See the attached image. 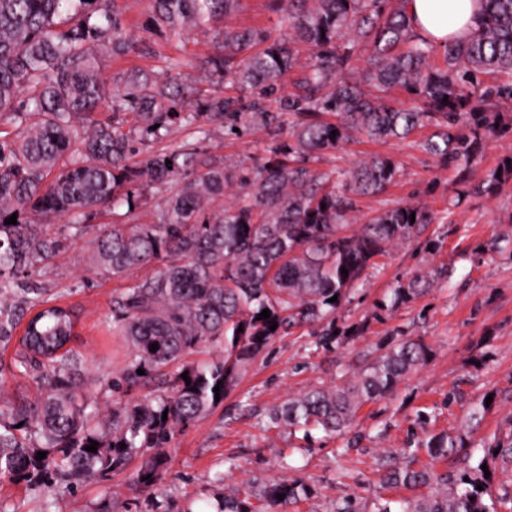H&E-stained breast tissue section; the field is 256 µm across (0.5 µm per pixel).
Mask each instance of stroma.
<instances>
[{
	"instance_id": "35a3bbf8",
	"label": "stroma",
	"mask_w": 512,
	"mask_h": 512,
	"mask_svg": "<svg viewBox=\"0 0 512 512\" xmlns=\"http://www.w3.org/2000/svg\"><path fill=\"white\" fill-rule=\"evenodd\" d=\"M116 6L137 48L125 57H102L110 88L121 87L130 70L161 74L173 61L183 75L198 74L213 52L212 35L190 33L173 40L148 30V0H117ZM430 133L424 127L410 139L387 143L358 137L324 161L347 170L374 153L391 156L401 165L397 183L379 196L359 199L361 213L399 200L419 201L439 218L411 244L380 259L377 270L354 290L336 316L346 334L333 348H316L309 326L275 336L223 403L175 434L152 490L133 480L141 463L136 455L124 468L88 477L74 488L52 480L34 487L0 479V512H45L49 506L54 512H216L222 495L282 476L312 488L309 498L288 512H334L349 497L357 499L361 512H375L386 501L396 510L415 492L385 484L393 466L407 463L438 474L464 466L456 456L430 457L421 446L428 435L463 434L468 463L477 464L484 443L512 427V182L493 197L466 192L455 171L418 149ZM271 144L259 127L237 139L219 128L206 146L228 164L251 167ZM54 230L68 237V247L38 282L77 314L70 348L78 378L105 422L113 404L149 398L159 389L152 383L113 392L112 381L123 374L132 352L126 338L112 330V295L127 281L92 273L83 239L72 238L65 220H55ZM441 265L452 268L449 281L391 308L392 288ZM402 334L425 338L431 348L426 364L402 379L393 395L364 406L350 431L329 436L269 427L271 407L359 370ZM488 394L490 407L471 421V412ZM282 460L288 470L279 468Z\"/></svg>"
}]
</instances>
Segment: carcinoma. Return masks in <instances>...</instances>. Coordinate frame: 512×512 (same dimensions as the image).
<instances>
[{"mask_svg":"<svg viewBox=\"0 0 512 512\" xmlns=\"http://www.w3.org/2000/svg\"><path fill=\"white\" fill-rule=\"evenodd\" d=\"M241 2L149 0V22L175 38L208 33ZM270 2L288 36L224 26L201 68L205 79L224 78V93L202 96L173 62L162 76L138 74L107 90L101 57L136 48L115 0H0V122L17 128L15 137L0 139V346L24 326L14 369L36 374L45 387L37 401L0 407L1 479L37 486L55 478L74 487L92 472L124 467L138 452L134 481L149 489L176 431L213 409L215 386L226 396L275 336L314 325L315 346L331 347L337 311L376 258L437 220L419 202H397L349 230L358 221L357 198L382 194L400 176L399 163L379 154L359 160L341 180L318 167L353 135L400 141L431 125L419 147L456 171L460 183L490 197L512 180L509 154L472 181L487 141L512 134V121L503 119L512 111V0H480L478 29L442 47L414 30L407 0ZM391 88L419 106L393 104L383 96ZM104 102L108 121L96 117ZM204 123L235 137L258 125L273 144L252 168L229 165L194 141L173 150L162 145L174 130L209 136ZM147 188L158 211L151 223L130 209ZM124 206V219H116ZM13 214L17 224L5 223ZM92 215L114 220L86 223ZM55 217L68 219L75 237L92 235L94 271L130 279L112 296V328L132 345L112 389H135L201 343L222 350L212 361L182 365L169 392L113 407L107 437L66 348L73 316L32 279L65 251L48 224ZM150 264L157 265L153 274L135 276ZM447 279L442 267L420 273L393 289V305ZM265 309L270 317L258 319ZM428 355L422 337L404 336L353 378L273 407L269 420L295 432L340 433ZM92 440L95 453L85 450ZM463 446V436L449 434L426 443L440 456ZM496 450L512 458V419L487 443L479 465L452 477L405 465L387 482L432 486L402 512H497L482 470ZM39 451L46 453L40 461ZM309 494L283 477L224 495L219 512H288Z\"/></svg>","mask_w":512,"mask_h":512,"instance_id":"obj_1","label":"carcinoma"}]
</instances>
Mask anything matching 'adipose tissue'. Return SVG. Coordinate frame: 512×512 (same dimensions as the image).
Returning a JSON list of instances; mask_svg holds the SVG:
<instances>
[{
    "label": "adipose tissue",
    "mask_w": 512,
    "mask_h": 512,
    "mask_svg": "<svg viewBox=\"0 0 512 512\" xmlns=\"http://www.w3.org/2000/svg\"><path fill=\"white\" fill-rule=\"evenodd\" d=\"M407 12L416 32L437 46L467 37L481 21L478 0H408Z\"/></svg>",
    "instance_id": "obj_1"
}]
</instances>
